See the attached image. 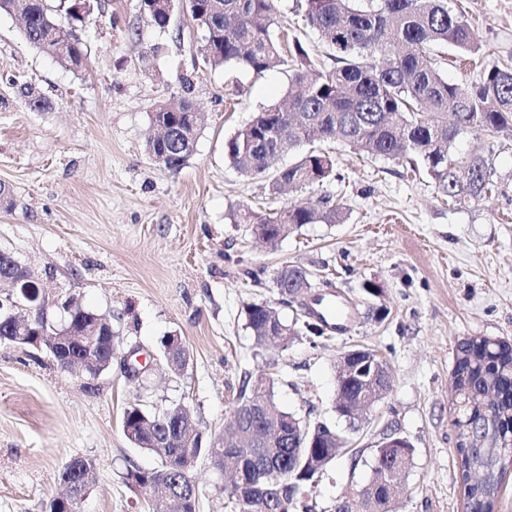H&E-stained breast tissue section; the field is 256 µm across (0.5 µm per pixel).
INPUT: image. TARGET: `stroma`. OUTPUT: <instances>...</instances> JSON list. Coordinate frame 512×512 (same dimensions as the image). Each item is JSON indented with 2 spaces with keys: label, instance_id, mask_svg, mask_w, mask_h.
Returning <instances> with one entry per match:
<instances>
[{
  "label": "stroma",
  "instance_id": "obj_1",
  "mask_svg": "<svg viewBox=\"0 0 512 512\" xmlns=\"http://www.w3.org/2000/svg\"><path fill=\"white\" fill-rule=\"evenodd\" d=\"M483 56L441 71L471 83L512 59V0H457ZM290 37L327 59L305 23L306 0H275ZM16 14H0V251L31 267L55 320L73 301L110 316L118 352L141 346L156 360L144 386L119 369L91 383L50 356L0 342V512H45L61 466L91 459L97 482L81 512H148L126 484L129 464L157 460L124 436L123 411L139 402L162 410L183 402L200 427L220 432L244 377L268 375L277 403L302 419L346 429L337 415L336 364L362 345L387 361L392 390L359 417L356 455L343 454L318 478L309 502L333 512L337 497L371 474L372 450L387 429L414 447L395 512H465L448 390L455 346L468 336L512 341V138L463 135L457 151H482L495 190L465 208L437 194L426 174L398 159L350 147L331 149L336 179L294 196L270 192L269 175L246 177L225 143L255 112L288 93L292 63L256 74L236 63H203L204 33L174 13L168 30L150 25L140 0H100L81 33L87 65L72 72L33 48ZM192 83L203 114L195 151L177 169L146 152L156 106ZM31 84L50 102L34 111L20 92ZM327 196L343 203L338 224H308L276 244L255 238L233 213L275 212ZM287 265L329 282L351 317L326 329L283 302L275 278ZM384 290L370 299L362 285ZM265 300L297 322L288 348L258 347L247 309ZM181 336L190 359L168 375L163 337ZM197 512H239L225 474L199 461Z\"/></svg>",
  "mask_w": 512,
  "mask_h": 512
}]
</instances>
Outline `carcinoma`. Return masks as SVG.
Listing matches in <instances>:
<instances>
[{
	"mask_svg": "<svg viewBox=\"0 0 512 512\" xmlns=\"http://www.w3.org/2000/svg\"><path fill=\"white\" fill-rule=\"evenodd\" d=\"M306 0L305 20L335 52L336 67H315L300 42L293 44L295 69L288 103L265 108L225 145L230 163L247 176L274 171L270 191L288 195L305 186L322 184L336 175L334 160L320 147L325 142L351 146L371 157L410 160V168L424 171L438 192L454 205L467 206L492 189V172L486 157L473 153L458 158L455 147L467 133L492 137L512 129V65H496L471 84L450 83L441 76L435 48L451 46L461 53L476 54L481 46L474 39L465 13L448 6V0ZM182 12L205 33L202 55L217 67L236 62L256 74L285 63L283 35L274 0H181ZM21 9L25 40L53 57L62 67L79 71L86 54L82 39L59 19L67 13V0L53 6L49 0H0V12ZM196 111L190 99V83L182 93L159 104L150 122L162 125L170 137L151 138L146 152L162 157L160 165L177 169L192 156L200 131L198 121H189ZM308 146L294 163L281 168V155L294 147ZM345 217L344 206L322 198L315 207L295 204L270 216L245 210L233 216L239 224L252 225V232L275 243L306 224H335ZM303 279L313 286V273L290 266L279 294L290 293L291 281ZM13 308L0 307V341L13 342ZM33 320L45 324L51 336L98 327L112 335V325L101 315L81 306L60 324L47 310H34ZM247 327L263 344L283 348L299 335L296 325L284 321L268 303L248 309ZM371 364L360 362L357 380L343 388L353 395L367 387ZM451 426L457 432L460 478L466 512H493L496 492L512 471V343L490 336H470L458 341L451 371ZM184 411L173 403L162 411L149 412L139 403L124 411L123 424L138 432L134 445L154 454L159 466L142 470L126 468L130 489L144 491L149 483L167 485L175 512H197L199 488L179 465L189 452L212 461L216 449L200 430L183 444L167 442L172 417ZM297 415L276 403L275 380L262 387L255 380L242 382L238 401L228 425L256 430L259 443L230 454L235 485L243 494V512H313L301 496L319 470L326 468L348 445L336 427L308 432L306 450L293 452L288 435ZM381 465L371 470L363 483L364 497L341 504L338 512H391V497L384 484L397 480L413 460L414 448L407 439L398 448H382ZM485 472V482L468 485L472 471ZM96 472L93 461L82 460L80 470L63 465L57 478L82 482L86 472Z\"/></svg>",
	"mask_w": 512,
	"mask_h": 512,
	"instance_id": "1",
	"label": "carcinoma"
}]
</instances>
